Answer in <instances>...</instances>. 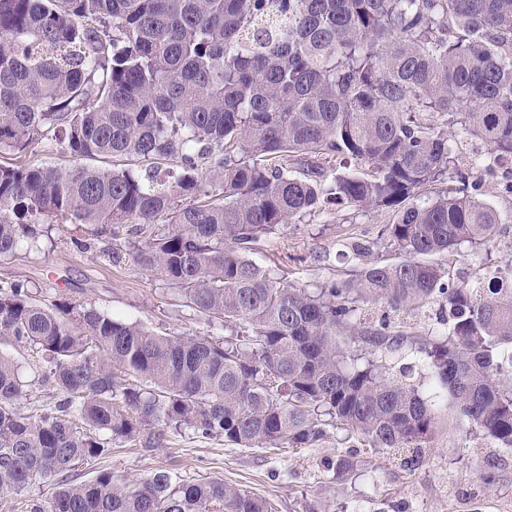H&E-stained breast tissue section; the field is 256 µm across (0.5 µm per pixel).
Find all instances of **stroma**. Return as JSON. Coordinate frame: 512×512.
<instances>
[{"label": "stroma", "instance_id": "stroma-1", "mask_svg": "<svg viewBox=\"0 0 512 512\" xmlns=\"http://www.w3.org/2000/svg\"><path fill=\"white\" fill-rule=\"evenodd\" d=\"M479 178L485 200L501 212L504 222L495 242L467 244L438 256V263L463 281L473 280L486 266H512V194L493 172H481ZM392 220L384 210L329 207L277 229L256 245L251 258L264 266L278 265L282 283L290 286L311 289L327 281L341 282L360 265L347 248L349 239L371 241L376 253L391 257L379 231ZM71 235L70 227L44 226L39 250L20 249L0 259V286L24 280L44 304L64 296L159 334L215 341L233 334V327L207 324L175 302L174 290L160 275L130 261L113 264L110 234L96 232L90 248L82 252L71 243ZM0 355L17 362L27 383L19 400L23 409L52 401L51 390L34 378L33 352L2 338ZM416 380L421 390L437 393V433L425 465L413 472L402 469L391 454L358 447L356 438L343 429H331L329 438L315 448L272 452L239 448L182 429L171 434L166 447L152 452L114 445L107 455L85 461L77 478L86 481L109 471L132 485L162 469L177 480H223L266 498L275 512H305L314 501L327 512H512V451L496 448L470 431L428 367H419ZM351 455L358 465L350 474L340 477L329 469V462ZM488 469L497 473L490 485L480 480Z\"/></svg>", "mask_w": 512, "mask_h": 512}]
</instances>
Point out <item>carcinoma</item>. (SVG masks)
<instances>
[{
  "label": "carcinoma",
  "instance_id": "1",
  "mask_svg": "<svg viewBox=\"0 0 512 512\" xmlns=\"http://www.w3.org/2000/svg\"><path fill=\"white\" fill-rule=\"evenodd\" d=\"M446 117L486 149L483 167L512 158V0H0V150L87 161L0 164V256L39 249V224H132L144 245H112V263L131 257L237 328L223 342L162 335L1 286L0 337L39 355L56 401L21 412L18 368L0 356V494L56 479L29 512H272L164 470L134 487L71 480L114 443L164 448L182 427L240 448H313L343 428L413 449L415 471L435 432L414 383L423 357L468 428L512 450V279L488 267L457 282L433 260L502 223L438 130ZM331 202L392 211L381 236L403 260L309 291L250 259ZM436 301L438 335L411 341L358 306ZM33 149V150H32ZM32 152L30 153V151ZM43 145L32 146L28 152L27 158L29 160L38 159L41 161L51 162L61 166H70L75 164V160L66 153L60 146L55 147L51 151H42Z\"/></svg>",
  "mask_w": 512,
  "mask_h": 512
}]
</instances>
